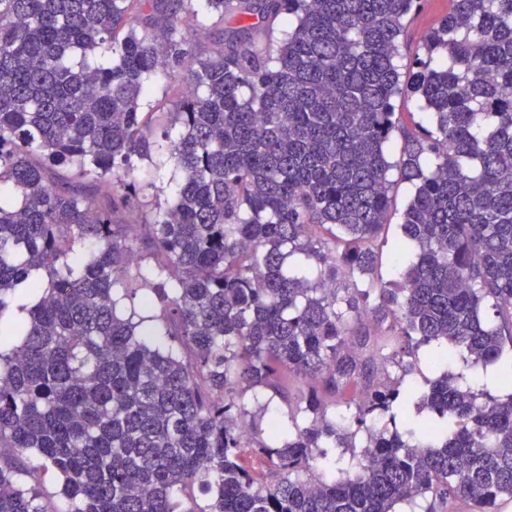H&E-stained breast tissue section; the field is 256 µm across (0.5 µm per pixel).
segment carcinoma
I'll use <instances>...</instances> for the list:
<instances>
[{"instance_id": "cac0c4a2", "label": "carcinoma", "mask_w": 512, "mask_h": 512, "mask_svg": "<svg viewBox=\"0 0 512 512\" xmlns=\"http://www.w3.org/2000/svg\"><path fill=\"white\" fill-rule=\"evenodd\" d=\"M451 2L405 75L422 0H0V448L38 453L64 512L512 500V0ZM151 9L160 42L135 30ZM283 13L285 38L205 59L181 32ZM170 65L188 82L156 102L174 111L153 141L141 102ZM399 97L433 126L402 130L392 162ZM154 154L179 173L164 199L135 176ZM395 168L415 187L398 280L363 288ZM423 347L441 370L426 391L406 380ZM458 353L477 380L497 365L509 393L460 384ZM243 382L288 406L265 440ZM352 382L354 410L329 415L325 395ZM357 447L326 476V449ZM0 512L56 510L5 459Z\"/></svg>"}]
</instances>
